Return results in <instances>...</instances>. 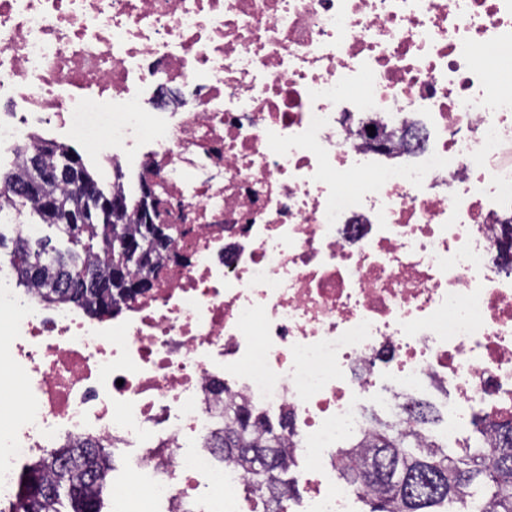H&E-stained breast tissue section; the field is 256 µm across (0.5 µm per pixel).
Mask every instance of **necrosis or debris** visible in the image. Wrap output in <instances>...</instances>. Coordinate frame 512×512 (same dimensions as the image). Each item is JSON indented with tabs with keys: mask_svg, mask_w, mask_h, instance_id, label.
I'll use <instances>...</instances> for the list:
<instances>
[{
	"mask_svg": "<svg viewBox=\"0 0 512 512\" xmlns=\"http://www.w3.org/2000/svg\"><path fill=\"white\" fill-rule=\"evenodd\" d=\"M47 132L182 232L112 314L0 287V505L83 438L135 451L110 512H260L207 445L245 402L309 463L288 512H349L370 406L512 417V0H0V153Z\"/></svg>",
	"mask_w": 512,
	"mask_h": 512,
	"instance_id": "4bbe7bcc",
	"label": "necrosis or debris"
}]
</instances>
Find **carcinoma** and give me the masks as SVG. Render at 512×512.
Returning <instances> with one entry per match:
<instances>
[{
	"mask_svg": "<svg viewBox=\"0 0 512 512\" xmlns=\"http://www.w3.org/2000/svg\"><path fill=\"white\" fill-rule=\"evenodd\" d=\"M76 158L82 177L93 180L82 157L74 149L45 141L29 154L22 172H7L16 184L31 175V162L38 158L45 167L56 164L59 156ZM57 197L61 207L45 210L43 199ZM33 214L59 232L69 234L68 213L84 210L82 197L55 183L31 197ZM90 239L83 253H63L41 238L31 245L18 237L11 263L20 285L47 290L51 302L72 303L97 315L121 308L126 298L112 282L113 260L124 254L127 241L151 250L145 224H116L100 220L89 225ZM478 440L465 448L437 443L423 445L416 433L406 427L381 423L366 444L337 454L340 470L350 485L362 484L370 512H451L455 503L475 496L479 485L488 488L481 497L482 512H512V418L490 428L482 418L475 422ZM284 437L270 419L241 407L234 419L224 424V436L217 443L224 457L256 465L251 485L266 489V512H284L283 495L289 481L282 478ZM108 456L100 443L76 440L52 450L48 457L28 467L20 477L18 499L22 512H100L98 503L106 479Z\"/></svg>",
	"mask_w": 512,
	"mask_h": 512,
	"instance_id": "obj_1",
	"label": "carcinoma"
}]
</instances>
